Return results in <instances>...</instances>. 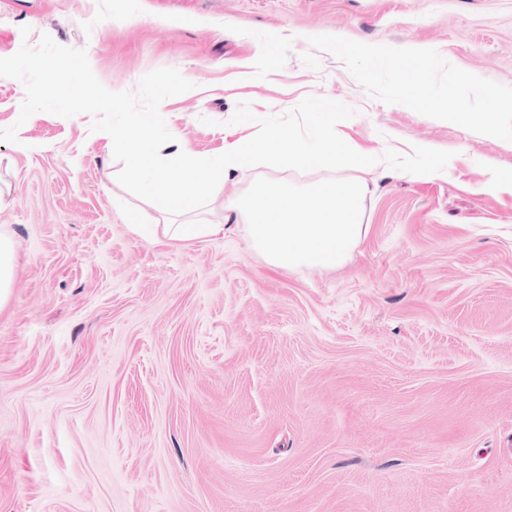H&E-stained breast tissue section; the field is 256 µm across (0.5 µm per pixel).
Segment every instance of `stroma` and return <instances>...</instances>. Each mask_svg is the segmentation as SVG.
Returning <instances> with one entry per match:
<instances>
[{
  "label": "stroma",
  "instance_id": "1",
  "mask_svg": "<svg viewBox=\"0 0 512 512\" xmlns=\"http://www.w3.org/2000/svg\"><path fill=\"white\" fill-rule=\"evenodd\" d=\"M82 48L109 90L174 68L160 113L197 155L249 103L308 96L380 166L231 175L193 213L225 234L154 242L120 210L92 115L33 114L0 77V228L17 245L0 308V512H512V142L371 98L313 35L436 50L512 86V0H0V58L42 34ZM363 179L368 229L336 268L271 267L224 200L256 178Z\"/></svg>",
  "mask_w": 512,
  "mask_h": 512
}]
</instances>
